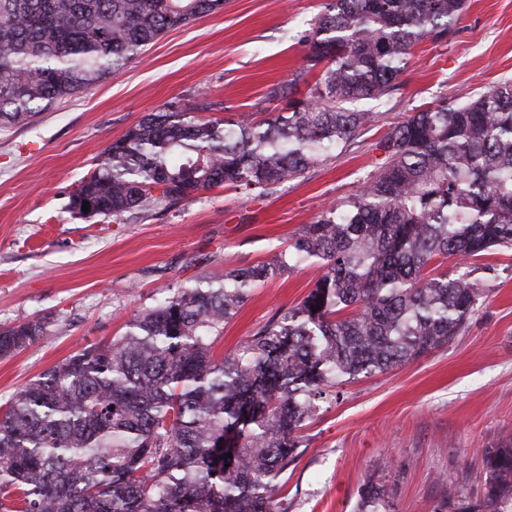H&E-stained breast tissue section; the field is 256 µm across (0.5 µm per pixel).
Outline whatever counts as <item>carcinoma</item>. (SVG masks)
Returning a JSON list of instances; mask_svg holds the SVG:
<instances>
[{
	"mask_svg": "<svg viewBox=\"0 0 512 512\" xmlns=\"http://www.w3.org/2000/svg\"><path fill=\"white\" fill-rule=\"evenodd\" d=\"M466 0H331L300 35L306 94L281 86L265 119L202 118V101L141 117L70 193L85 218L137 221L201 191L269 196L378 121L411 50L445 41ZM224 0H0V129L90 91L166 32ZM386 162L355 194L254 266L199 274L30 380L0 413V512H288L275 497L306 451L302 435L344 385L386 373L464 330L487 297L468 260L512 248V82L441 99L389 127ZM89 202L91 213L82 211ZM450 271L427 277L436 257ZM315 264L294 307L235 350L216 339L258 284ZM320 310L313 311L314 307ZM46 317L0 328V357L35 342ZM232 455H226V452ZM448 512H512V442L472 474ZM383 503L367 483L358 512Z\"/></svg>",
	"mask_w": 512,
	"mask_h": 512,
	"instance_id": "1",
	"label": "carcinoma"
}]
</instances>
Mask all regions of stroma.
<instances>
[{
  "label": "stroma",
  "instance_id": "1",
  "mask_svg": "<svg viewBox=\"0 0 512 512\" xmlns=\"http://www.w3.org/2000/svg\"><path fill=\"white\" fill-rule=\"evenodd\" d=\"M326 0H225L221 12L167 32L89 92L61 101L23 128L0 131V327L52 318L45 336L0 358V406L80 349L111 341L167 289L200 273L223 274L285 248L303 225L355 193L385 161L391 124L442 97L512 79V0H467L456 33L412 51L381 119L348 149L271 196L230 187L195 195L134 224L85 219L69 195L107 145L143 115L171 103L222 104L225 114L269 107L273 88L305 72L302 30ZM488 297L444 348L363 378L323 404L288 470V512H355L367 481L399 512H433L468 489L486 451L512 440V249L481 256ZM319 270L255 288L215 342L232 351L276 311L297 305Z\"/></svg>",
  "mask_w": 512,
  "mask_h": 512
}]
</instances>
